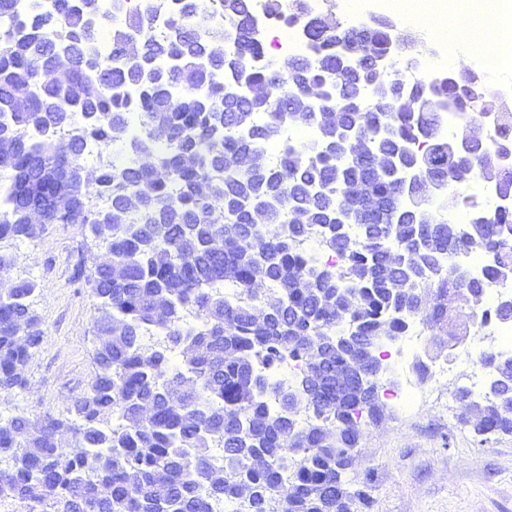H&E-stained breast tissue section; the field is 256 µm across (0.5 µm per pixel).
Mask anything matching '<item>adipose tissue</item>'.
I'll return each mask as SVG.
<instances>
[{"mask_svg":"<svg viewBox=\"0 0 512 512\" xmlns=\"http://www.w3.org/2000/svg\"><path fill=\"white\" fill-rule=\"evenodd\" d=\"M436 15L447 24L438 42L447 46L452 67L474 62L491 74L512 72V0H411L401 13L424 29Z\"/></svg>","mask_w":512,"mask_h":512,"instance_id":"adipose-tissue-1","label":"adipose tissue"}]
</instances>
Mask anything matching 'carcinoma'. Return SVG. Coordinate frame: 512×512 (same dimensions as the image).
<instances>
[{
  "mask_svg": "<svg viewBox=\"0 0 512 512\" xmlns=\"http://www.w3.org/2000/svg\"><path fill=\"white\" fill-rule=\"evenodd\" d=\"M141 0L113 28L90 27L97 0H59L14 24L0 0V271L10 245L50 224L93 229L112 265L94 266L97 349L90 390L56 414L0 421V494L54 512H201L205 498L234 492L239 512H358L348 486L363 425L385 416L378 373L385 340L419 321L437 353L466 341L492 317L512 315V296L484 298L512 278V211L479 204L457 188L484 180L475 160L443 131L455 112L484 151L512 136L484 132L472 116L512 110L480 71L410 68L377 82L378 59L416 39L387 17L358 26L311 9L309 0ZM167 17V29L156 21ZM301 28L309 50L260 67L270 24ZM137 55L167 67L149 79L116 64L129 35ZM70 51V74L55 72L53 46ZM288 85L284 98L249 89ZM139 116L134 136L129 115ZM314 127L313 141L282 145L286 129ZM372 142L414 166L413 198L368 154L340 156L336 132ZM122 142L127 156L110 157ZM102 147L88 183L84 146ZM278 146V158L268 149ZM444 181L446 211L434 218L423 191ZM320 237L333 260L303 249ZM487 260L481 279L457 277L459 249ZM39 284L0 290V394L25 386L41 341L31 309ZM163 337L146 341L147 332ZM363 336L360 355L337 341ZM293 362V382L274 376ZM478 436L512 434V376L480 401L458 397ZM150 406L143 412V406ZM68 433L73 446L59 445ZM224 448L220 457L209 453Z\"/></svg>",
  "mask_w": 512,
  "mask_h": 512,
  "instance_id": "carcinoma-1",
  "label": "carcinoma"
}]
</instances>
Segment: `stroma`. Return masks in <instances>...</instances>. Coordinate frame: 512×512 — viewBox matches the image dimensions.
I'll return each mask as SVG.
<instances>
[{
	"instance_id": "obj_1",
	"label": "stroma",
	"mask_w": 512,
	"mask_h": 512,
	"mask_svg": "<svg viewBox=\"0 0 512 512\" xmlns=\"http://www.w3.org/2000/svg\"><path fill=\"white\" fill-rule=\"evenodd\" d=\"M8 273L33 279L32 308L43 336L24 369L26 386L0 395V419L57 412L86 393L94 377L96 300L85 283L101 250L76 224H49L13 245ZM455 384L411 412L388 407L365 425L348 477L367 486L364 512H512V435L473 436L457 420Z\"/></svg>"
}]
</instances>
